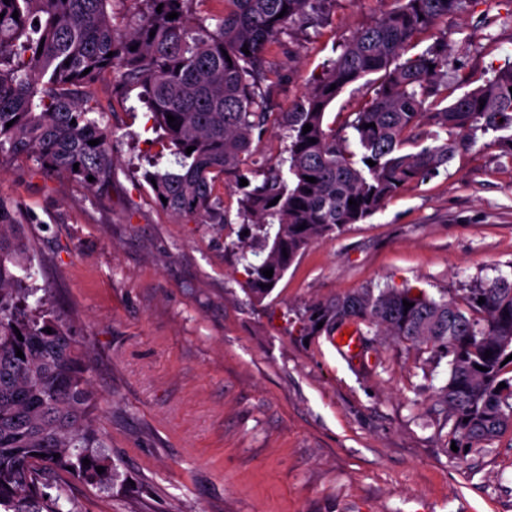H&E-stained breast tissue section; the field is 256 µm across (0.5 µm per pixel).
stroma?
I'll list each match as a JSON object with an SVG mask.
<instances>
[{"instance_id":"1","label":"stroma","mask_w":512,"mask_h":512,"mask_svg":"<svg viewBox=\"0 0 512 512\" xmlns=\"http://www.w3.org/2000/svg\"><path fill=\"white\" fill-rule=\"evenodd\" d=\"M398 0H328L269 57L291 77L288 106L359 29ZM448 45L457 92L512 64V0H468L422 33ZM110 126L112 185L94 193L30 158L0 166V197L27 219L35 284L86 347L98 427L115 480L66 473L47 484L64 512H512V436L463 455L436 413L448 378L435 348L377 338L366 362L325 330L317 308L364 288L462 299L512 277V169L489 134L372 217L309 244L256 297L234 247L260 248L237 217L197 224L163 209L144 181L154 133L111 80L90 87Z\"/></svg>"}]
</instances>
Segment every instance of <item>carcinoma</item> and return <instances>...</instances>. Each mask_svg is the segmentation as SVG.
I'll return each instance as SVG.
<instances>
[{
	"label": "carcinoma",
	"instance_id": "carcinoma-1",
	"mask_svg": "<svg viewBox=\"0 0 512 512\" xmlns=\"http://www.w3.org/2000/svg\"><path fill=\"white\" fill-rule=\"evenodd\" d=\"M112 2L0 0V165L32 157L92 190L108 188L112 131L84 89L112 75V95L124 103L139 90L159 133L162 150L144 173L157 203L167 199L166 211L196 224H224L219 183L239 194V212L255 226L261 247L250 252L241 243L237 249L250 290L260 297L310 243L365 220L406 184L446 167L471 145L475 129L496 133L493 144L512 165V66L454 98L445 46L405 56L418 34L462 11L467 0H401L353 35L323 78L277 114L288 129V157L268 171L246 162L258 149L255 131L272 116L270 89L285 79L269 54L322 0H223L213 24L193 11L197 0H130L124 32L112 23ZM171 12L178 17L168 19ZM368 76L374 95L348 113L341 131L327 128L336 98ZM169 114L176 118L172 126ZM307 124L312 130L304 134ZM95 139L98 145L88 144ZM190 146L195 150L188 155ZM242 178L248 185H240ZM351 199L357 205H349ZM21 227L0 200V508L21 512L18 504L30 500L36 506L28 512H62L60 498L42 497V473L93 483L113 476V468L85 354L50 315L48 298L37 296ZM270 268L267 278L263 270ZM319 322L329 332L363 325L375 336L436 348L448 365L438 412L458 452L512 432V280L500 276L462 304L410 287L366 289L319 308L313 323Z\"/></svg>",
	"mask_w": 512,
	"mask_h": 512
}]
</instances>
